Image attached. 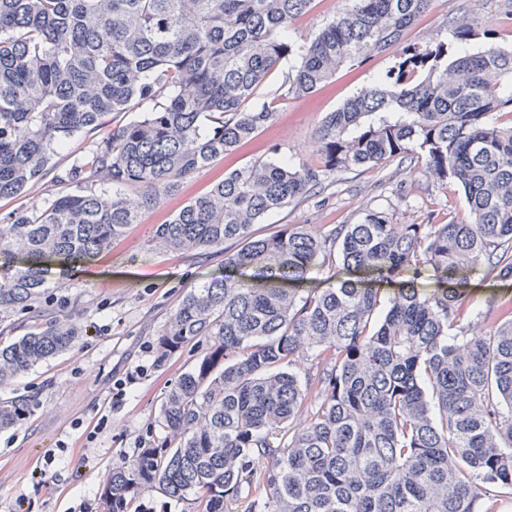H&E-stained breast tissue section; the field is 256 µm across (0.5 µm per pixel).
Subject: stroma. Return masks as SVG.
I'll return each instance as SVG.
<instances>
[{
    "instance_id": "1",
    "label": "stroma",
    "mask_w": 512,
    "mask_h": 512,
    "mask_svg": "<svg viewBox=\"0 0 512 512\" xmlns=\"http://www.w3.org/2000/svg\"><path fill=\"white\" fill-rule=\"evenodd\" d=\"M347 5V0H315L312 10L294 21L289 41L303 44ZM457 18L478 20L473 39L453 38ZM439 41L447 43L452 55L491 46L511 50L512 9L507 0H434L400 47ZM400 47L344 66L314 93L285 101L276 99L275 92L298 57L283 59L250 102L254 108L274 103L273 124L186 177L178 192L131 225L110 253L78 265L67 286L50 289L36 312L15 316L14 335L61 321L76 329L78 339L69 351L0 389V398L32 401L25 423L0 431V512H79L81 506L96 504L113 464L132 457L144 441L162 436L156 424L161 400L207 345L198 343L161 362L157 338L188 288L223 273L224 256L171 251L156 238V226L225 173L253 162L285 158L317 164L315 132L326 113L384 77ZM91 146L80 139L57 154L40 181L16 198L0 200V216L45 206L55 193L57 174ZM369 208L387 211L398 224H445L468 217L462 191L432 176L416 158L333 173L320 189L266 214L253 231L263 237L285 224H303L324 234L335 225L358 222ZM138 366L144 374L127 387L122 400H113L114 383Z\"/></svg>"
}]
</instances>
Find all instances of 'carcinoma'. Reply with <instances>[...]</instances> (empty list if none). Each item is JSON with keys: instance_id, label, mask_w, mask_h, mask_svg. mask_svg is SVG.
<instances>
[{"instance_id": "1", "label": "carcinoma", "mask_w": 512, "mask_h": 512, "mask_svg": "<svg viewBox=\"0 0 512 512\" xmlns=\"http://www.w3.org/2000/svg\"><path fill=\"white\" fill-rule=\"evenodd\" d=\"M432 2L349 0L295 48L288 29L314 0H0V199L109 114L138 113L57 176L46 207L0 218V322L268 126L272 107L245 104L283 59L300 58L283 96H307L398 43ZM496 112L512 117V50H406L326 114L318 164L233 171L156 226L175 252L224 251L231 273L188 289L157 339L162 361L210 343L160 406L178 443L159 437L112 466L97 512H131L153 491L188 512H498L512 499V306L491 296L508 318L471 335L458 289L484 269L512 277V122ZM415 156L459 186L470 219L396 224L370 209L324 235L252 232L333 172ZM332 259L343 275L298 296ZM383 285L398 288L384 307ZM74 340L50 324L0 343V387ZM308 351L317 371L302 377ZM30 408L1 399L0 429Z\"/></svg>"}]
</instances>
